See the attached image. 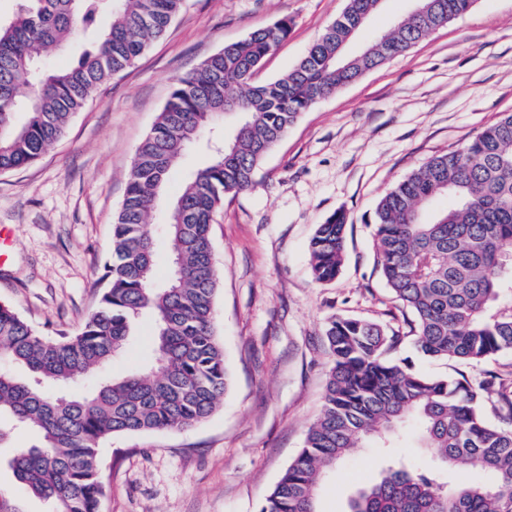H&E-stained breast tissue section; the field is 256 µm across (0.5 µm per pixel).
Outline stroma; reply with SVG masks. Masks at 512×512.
I'll return each mask as SVG.
<instances>
[{
	"mask_svg": "<svg viewBox=\"0 0 512 512\" xmlns=\"http://www.w3.org/2000/svg\"><path fill=\"white\" fill-rule=\"evenodd\" d=\"M347 0H184L138 60L71 117L37 161L0 173V225L10 241L0 302L44 335L77 332L97 308L112 224L137 146L174 85L224 45L280 19L291 31L255 82L290 70ZM414 0H383L349 46L388 33ZM512 113V0H476L412 47L305 112L268 154L253 186L228 195L211 224L220 273L217 330L231 384L222 404L188 431L112 437L100 449L102 512H257L302 446L323 404L333 316L404 324L374 263L381 196L430 157L460 148ZM345 211V264L317 282L309 241ZM153 322L142 316L111 372L147 366ZM416 371L470 376L512 371V355L480 366L431 360L403 341ZM384 451L362 448L322 477L318 512H346L375 480Z\"/></svg>",
	"mask_w": 512,
	"mask_h": 512,
	"instance_id": "stroma-1",
	"label": "stroma"
}]
</instances>
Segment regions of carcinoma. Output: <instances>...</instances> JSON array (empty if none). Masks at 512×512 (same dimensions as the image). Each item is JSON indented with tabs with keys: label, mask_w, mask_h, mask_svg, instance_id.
Here are the masks:
<instances>
[{
	"label": "carcinoma",
	"mask_w": 512,
	"mask_h": 512,
	"mask_svg": "<svg viewBox=\"0 0 512 512\" xmlns=\"http://www.w3.org/2000/svg\"><path fill=\"white\" fill-rule=\"evenodd\" d=\"M475 2L423 0L421 12L349 55L381 0H347L321 38L273 81L257 84L254 75L288 37L286 18L224 45L176 81L135 151L97 310L77 333L51 339L0 303V420L37 437L6 463L50 512H100L98 451L112 436L188 430L223 401L229 371L217 334L220 276L210 226L224 197L252 187L304 112ZM181 3L24 0L0 25V172L39 159L97 89L165 33ZM76 35L91 45L74 64L38 65L41 54ZM192 147L207 161L167 208L171 272L159 280L149 215L170 170ZM441 198L447 203L438 208ZM346 235L342 211L317 226L309 243L316 281L342 271ZM374 247L377 271L413 316L410 330L328 319L322 412L259 512H316L328 469L360 448H398L408 429L431 466L389 461L349 499L348 512H512V385L463 374L428 377L395 357L409 337L428 358L475 367L512 353V113L387 191L375 210ZM144 314L155 325V362L115 378L109 368ZM92 379L96 385L85 393L53 391Z\"/></svg>",
	"instance_id": "carcinoma-1"
}]
</instances>
